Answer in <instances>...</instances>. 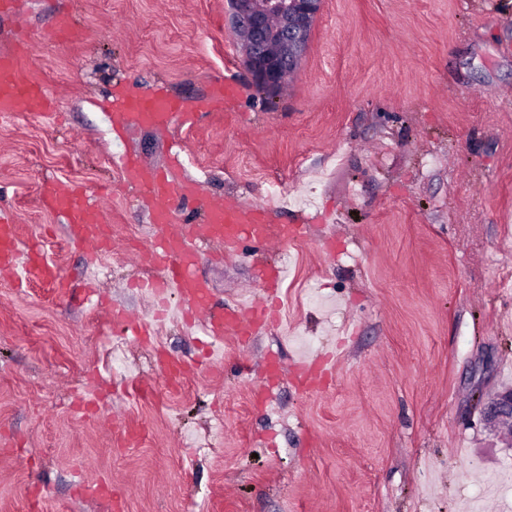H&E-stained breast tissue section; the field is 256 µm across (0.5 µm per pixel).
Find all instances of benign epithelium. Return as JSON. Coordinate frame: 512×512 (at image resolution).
I'll use <instances>...</instances> for the list:
<instances>
[{
  "instance_id": "7a95c632",
  "label": "benign epithelium",
  "mask_w": 512,
  "mask_h": 512,
  "mask_svg": "<svg viewBox=\"0 0 512 512\" xmlns=\"http://www.w3.org/2000/svg\"><path fill=\"white\" fill-rule=\"evenodd\" d=\"M232 24L252 81L271 99L295 72L323 0H228ZM484 420L512 436V390L487 398Z\"/></svg>"
}]
</instances>
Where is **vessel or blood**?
<instances>
[{
    "label": "vessel or blood",
    "mask_w": 512,
    "mask_h": 512,
    "mask_svg": "<svg viewBox=\"0 0 512 512\" xmlns=\"http://www.w3.org/2000/svg\"><path fill=\"white\" fill-rule=\"evenodd\" d=\"M41 95L42 85L23 57L12 52L1 53L0 117L13 115L21 104L37 100ZM196 118V113L185 111L175 99L130 94L117 101L112 123L120 127L172 123L182 126L195 123ZM112 164L128 184L155 202L150 240L132 256L138 265L164 271L163 276L150 277L146 283L155 306L165 307L168 295L178 294L183 302L182 313L190 322L202 323L204 333L215 339L249 336L262 330L268 319L266 310L237 304L215 313L210 286L195 271L198 255L193 245L217 242L230 254L244 240L262 246L274 240L285 245L304 237V225L269 224L266 207L242 201L208 205L203 223L181 225L177 222L175 203L200 194L196 181L172 180L128 153L113 158ZM50 197L53 211L65 217L71 239L106 253L124 248L125 243L113 226L103 224L102 206L90 204L77 188L56 185ZM18 242L16 225L0 224V268L17 276L53 282L59 293H68L69 284L58 269L35 254L21 255Z\"/></svg>",
    "instance_id": "vessel-or-blood-1"
}]
</instances>
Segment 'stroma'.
I'll use <instances>...</instances> for the list:
<instances>
[{
	"instance_id": "obj_1",
	"label": "stroma",
	"mask_w": 512,
	"mask_h": 512,
	"mask_svg": "<svg viewBox=\"0 0 512 512\" xmlns=\"http://www.w3.org/2000/svg\"><path fill=\"white\" fill-rule=\"evenodd\" d=\"M13 3L0 46L47 102L0 120V219L72 291L0 276V512H113L116 495L125 512H512V441L482 419L512 389V0H324L271 101L227 0ZM227 78L233 101L204 108ZM158 91L195 125L113 130L120 94ZM176 141L205 203L307 224L249 260L202 247L197 268L230 305L263 298L256 263L285 265L288 331L215 342L173 318L143 343L113 323L115 306L152 316L147 270L69 239L43 186L107 196L145 245L151 203L112 157L165 171ZM318 355L334 373L301 388ZM172 358L198 373L172 382Z\"/></svg>"
}]
</instances>
